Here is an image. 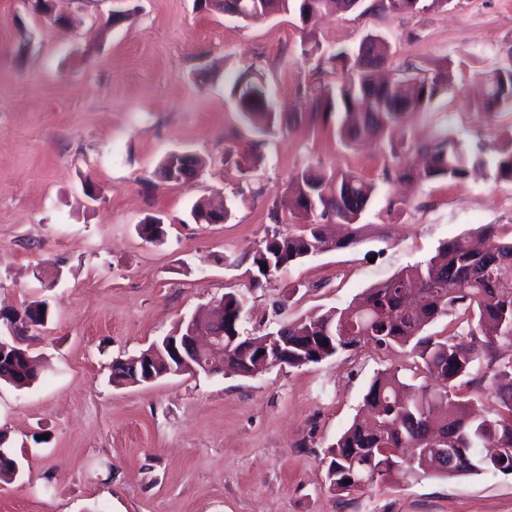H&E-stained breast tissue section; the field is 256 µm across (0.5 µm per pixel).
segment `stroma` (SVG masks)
I'll list each match as a JSON object with an SVG mask.
<instances>
[{
    "label": "stroma",
    "instance_id": "1",
    "mask_svg": "<svg viewBox=\"0 0 512 512\" xmlns=\"http://www.w3.org/2000/svg\"><path fill=\"white\" fill-rule=\"evenodd\" d=\"M118 8L130 16L115 27L108 19ZM53 12L71 26L0 0V309L43 301L50 311L24 341L39 360L37 382H0V429L24 470L0 481V512H512V475L500 473L384 480L341 496L329 489L327 448L372 377L406 364L401 353L365 348L254 377L109 380L113 361L225 293H247L254 318L245 328L254 333L258 317L323 313L441 243L483 224L512 225V182L384 181L388 146L348 147L335 121L306 120L314 87L342 71L302 55L310 33L293 16L245 25L195 0H53ZM371 32L387 37L390 67L447 63L453 72L448 92L411 114L406 142L446 128L468 143L512 135V112L475 106L512 46V0L339 13L312 34L328 53ZM24 35L30 46L20 54ZM252 66L282 112L303 120L266 133L240 120L225 78ZM248 150L255 163L243 162ZM173 152L202 158V173L161 180ZM309 166L377 183L367 239L253 285L250 256L273 227L268 209ZM88 184L97 201L85 196ZM218 196L230 219L195 223L192 204ZM152 216L165 224L158 243L137 231ZM291 285L297 293L274 312L279 289Z\"/></svg>",
    "mask_w": 512,
    "mask_h": 512
}]
</instances>
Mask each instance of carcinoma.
I'll return each instance as SVG.
<instances>
[{"label":"carcinoma","mask_w":512,"mask_h":512,"mask_svg":"<svg viewBox=\"0 0 512 512\" xmlns=\"http://www.w3.org/2000/svg\"><path fill=\"white\" fill-rule=\"evenodd\" d=\"M447 0H377L369 10L383 14L438 9ZM360 0H210L212 9L243 23L279 14L298 17L303 28L322 14L347 12ZM390 46L384 36L370 34L358 46L324 55L312 37L302 55H319L323 63L356 71L337 85L314 88L315 111L288 113L314 122L332 115L349 145L370 138L384 140L403 125L409 114L429 107L448 92L452 74L441 66L433 73L408 64L403 79L381 81L377 67L387 63ZM487 82L480 109L490 112L512 98V48ZM230 93L243 120L265 131L282 119L262 77L243 71L232 80ZM429 157L418 168L408 152L391 150L396 159L384 170L394 177L422 182L445 178L462 184L474 167H489L499 180L512 182V136L500 143L473 146L448 130L419 147ZM202 159L189 153L168 155L159 168L167 182L193 177ZM376 185L349 171L326 172L310 166L296 173L284 197L268 210L277 224L252 255V265L270 284L290 265L333 249L364 241L361 223ZM144 240L159 242L162 225H138ZM224 308V351L204 359L224 365V374L259 375L274 360L264 354L269 337L279 344V364L290 368L316 365L342 351L369 347L378 353L400 348L413 361L412 375L398 369L378 373L363 397L370 420L355 419L327 448L329 486L350 492L379 479H417L428 471L445 477L512 473V353L497 351L501 341L512 348V226L485 224L442 245L431 258L409 265L388 280L373 285L342 307L315 320L282 322L259 336L244 334L249 320L247 297L229 292L218 302ZM442 317L458 319L447 335L428 332ZM167 337L154 340L138 355L112 371L116 385L142 382L145 365L155 374H179V363L165 348ZM15 359L0 362V381L18 390L37 380L32 356L21 345L11 346ZM485 364L478 380L475 365ZM482 390L496 403L490 413L474 409L471 391Z\"/></svg>","instance_id":"carcinoma-1"}]
</instances>
